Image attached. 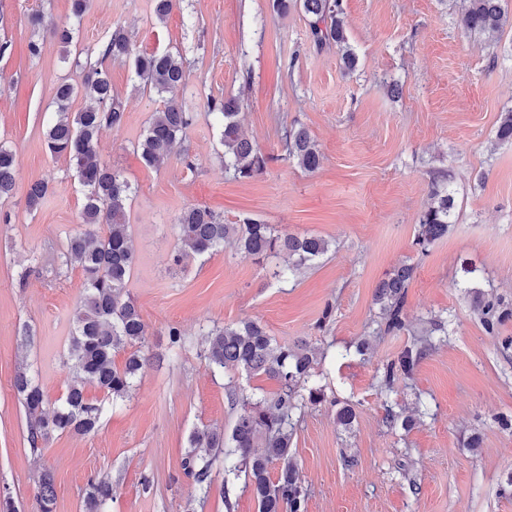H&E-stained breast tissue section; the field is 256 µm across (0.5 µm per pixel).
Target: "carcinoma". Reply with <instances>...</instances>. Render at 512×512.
<instances>
[{"mask_svg":"<svg viewBox=\"0 0 512 512\" xmlns=\"http://www.w3.org/2000/svg\"><path fill=\"white\" fill-rule=\"evenodd\" d=\"M308 16L310 34L318 46L335 43L344 48L345 68L353 70L355 54L346 47L343 28L342 0H301ZM466 7L459 15V25L471 34L496 35L512 26L508 0H463ZM79 29L73 25H55L52 36L62 46L64 59ZM97 60L86 56L74 60L83 72L81 85L66 81L56 86L55 118L49 126L45 144L53 157L64 156L73 164L84 198L79 213V230L72 234L63 265L77 266L84 274V294L74 314V333L68 351L67 365L75 378L66 393L54 405L47 399L38 378L28 371L16 376L15 388L30 417L28 442L34 451L55 436L71 432L94 431L103 416V406L85 396V388L100 389L107 399L117 402L128 398L138 376L149 362L143 351L145 326L135 301L127 292L135 255L126 224V203L132 194L129 182L114 168L102 163L97 154L98 138L105 128L120 125L123 104L112 90L110 74L103 67L105 59L133 61L136 75L144 86L158 94L178 87L185 78V57L176 51L139 53L124 27H113L110 36L94 49ZM92 101L80 112L70 111L78 94ZM220 131L224 147V170L236 179H251L265 168V157L240 131L236 99L208 102ZM192 113L181 105L164 101L145 129L138 151L145 166L160 168L181 145ZM496 139L512 143V109L501 113ZM286 156L307 172L317 170L321 154L309 131L294 127L284 131ZM16 180V158L10 146L0 142V198L13 193ZM49 187L45 182L30 186L26 203L29 209L39 207ZM456 223L454 198L447 187L434 184L430 202L422 214L415 245L426 253L431 244L448 235ZM175 227L183 248L172 257L175 265L190 255L202 256L233 241L245 255L258 263L284 256L287 263L276 265L273 277L286 282L302 268L327 254L331 241L313 235L277 234L273 227L258 219L245 217L236 224L224 223V217L201 205L185 208L176 218ZM417 266L403 261L396 265L377 286L374 301L379 305V331L397 334L406 330L407 290L416 276ZM475 312L485 332L491 336L512 321V303L502 300L483 301ZM125 351L123 366L115 365L113 355ZM316 349L307 342L297 345L277 344L259 322L250 321L215 327L207 332L204 358L214 374L229 370L249 375H264L278 384L271 398L255 400L237 389L229 392L232 404L241 412L230 434L205 427L190 436V453L183 462L204 494L211 488L210 475L215 465L224 463L225 482L245 478L258 502L259 512H307L308 493L299 482L297 466L291 454L293 435L305 408L326 401L324 390L312 379ZM423 356L415 345L384 367L379 387L391 392L400 380L408 379ZM278 468L276 478L270 469ZM112 497V486L105 479L89 483L86 512L99 509ZM56 500L51 475L39 480L36 495L38 512H54Z\"/></svg>","mask_w":512,"mask_h":512,"instance_id":"obj_1","label":"carcinoma"}]
</instances>
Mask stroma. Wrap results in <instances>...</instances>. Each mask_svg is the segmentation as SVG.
I'll list each match as a JSON object with an SVG mask.
<instances>
[{"instance_id":"obj_1","label":"stroma","mask_w":512,"mask_h":512,"mask_svg":"<svg viewBox=\"0 0 512 512\" xmlns=\"http://www.w3.org/2000/svg\"><path fill=\"white\" fill-rule=\"evenodd\" d=\"M347 47L358 59L344 73L342 47L313 42L300 0L284 11L271 0H181L157 20L150 0H91L78 48H94L123 25L142 53L180 50L184 83L173 98L195 120L179 155L160 169L136 150L163 98L139 81L131 61H108L123 119L104 129L98 152L131 184L127 207L136 262L129 280L146 330L150 365L126 401L107 406L95 433L28 442V418L14 388L35 372L49 401L71 380L65 365L73 313L84 282L69 268L58 280L83 196L68 159L50 156L46 128L57 84L83 73L62 47L33 35L29 16L67 23L70 0H0V140L16 155V188L0 199V492L18 512H34L42 471H50L55 512H84L88 485L108 479L104 512H258L243 480L213 470L202 496L183 468L194 429L231 430L237 417L225 386L256 397L278 389L265 376L212 374L205 334L257 320L280 344L307 340L326 401L306 409L293 441L307 512H512V322L488 335L475 299L512 302V144H499V114L512 107V28L496 38L465 33L456 0H342ZM37 40L38 55L28 44ZM237 99L244 135L267 157L265 171L239 180L224 170V150L208 99ZM308 128L322 153L315 172L285 157L283 127ZM193 167H186V160ZM451 185L452 232L420 253L415 236L432 182ZM49 191L36 211L31 184ZM202 205L233 224L250 216L275 230L331 240L330 252L289 282L233 244L174 266L176 216ZM416 263L406 297L407 329L379 333L377 284L399 262ZM32 267L26 285L17 274ZM475 270L471 295L464 267ZM445 322L413 376L390 393L377 386L383 366L410 343L423 344L430 321ZM184 345L171 350L169 327ZM367 340L366 354L349 347ZM355 406L351 430L335 402ZM412 417L391 428L387 409ZM480 446H466L471 436Z\"/></svg>"}]
</instances>
